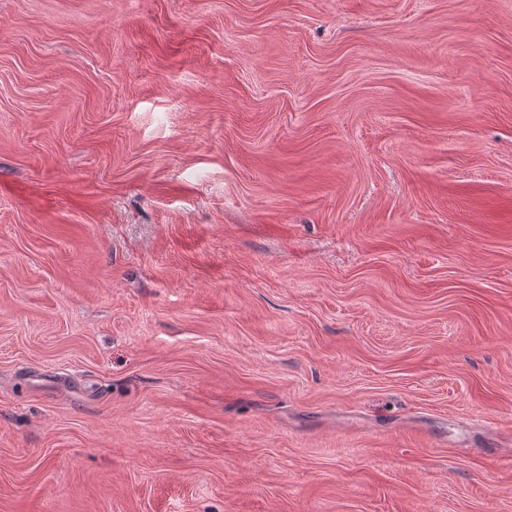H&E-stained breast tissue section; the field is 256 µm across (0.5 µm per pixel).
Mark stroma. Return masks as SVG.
Masks as SVG:
<instances>
[{
  "mask_svg": "<svg viewBox=\"0 0 512 512\" xmlns=\"http://www.w3.org/2000/svg\"><path fill=\"white\" fill-rule=\"evenodd\" d=\"M0 512H512V0H0Z\"/></svg>",
  "mask_w": 512,
  "mask_h": 512,
  "instance_id": "35a3bbf8",
  "label": "stroma"
}]
</instances>
